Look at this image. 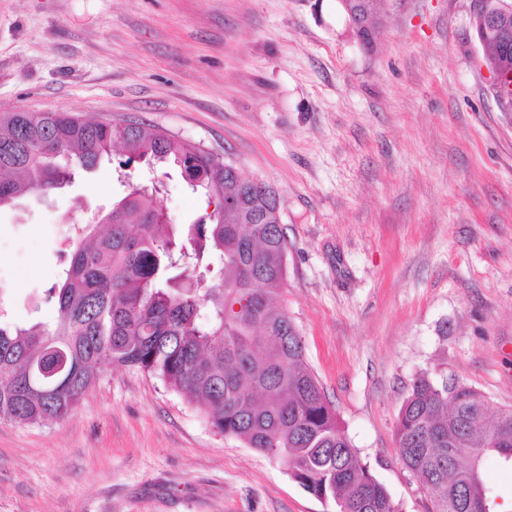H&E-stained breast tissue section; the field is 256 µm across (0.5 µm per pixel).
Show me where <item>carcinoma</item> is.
Returning a JSON list of instances; mask_svg holds the SVG:
<instances>
[{
    "label": "carcinoma",
    "mask_w": 512,
    "mask_h": 512,
    "mask_svg": "<svg viewBox=\"0 0 512 512\" xmlns=\"http://www.w3.org/2000/svg\"><path fill=\"white\" fill-rule=\"evenodd\" d=\"M372 30L352 29L364 51ZM485 62L512 83V56L493 36ZM121 149L119 167L171 163L213 188L208 215L179 230L156 204L157 189L132 182L105 215L108 230L80 228L62 252V281L43 290L58 307L51 324L0 320V419L41 424L65 417L106 365L137 367L196 405L218 432L282 457L302 488L338 512H398L338 425L335 408L305 358L296 325L278 303L288 240L280 224H251L227 206L238 190L224 161L144 122L118 140L112 121L62 112L0 115V208L28 193L47 195L94 170ZM47 373L46 387L28 376ZM483 400L467 385L417 379L397 419L396 450L430 498L429 512H463L451 483L457 462L479 451L475 480L493 498L484 463L512 465V408L502 424L480 416ZM455 454L448 455V447Z\"/></svg>",
    "instance_id": "carcinoma-1"
}]
</instances>
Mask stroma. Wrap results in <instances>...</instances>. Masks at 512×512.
I'll return each mask as SVG.
<instances>
[{"label": "stroma", "instance_id": "obj_1", "mask_svg": "<svg viewBox=\"0 0 512 512\" xmlns=\"http://www.w3.org/2000/svg\"><path fill=\"white\" fill-rule=\"evenodd\" d=\"M373 53L337 0H0V113L67 112L167 130L274 187L280 300L341 425L400 512L430 501L394 431L414 381L512 407V121L470 0H381ZM119 153L0 209L6 319L50 323L76 227L126 193ZM171 223L208 197L171 168ZM0 512H335L284 461L218 433L140 369L105 367L62 420H0Z\"/></svg>", "mask_w": 512, "mask_h": 512}]
</instances>
